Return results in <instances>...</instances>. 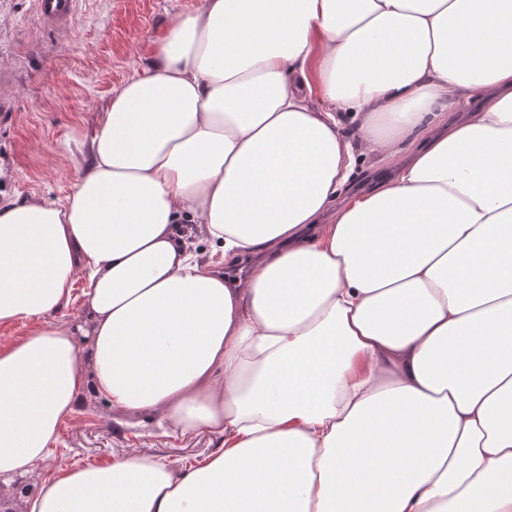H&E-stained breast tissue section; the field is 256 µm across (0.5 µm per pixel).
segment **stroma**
I'll use <instances>...</instances> for the list:
<instances>
[{"instance_id": "obj_1", "label": "stroma", "mask_w": 512, "mask_h": 512, "mask_svg": "<svg viewBox=\"0 0 512 512\" xmlns=\"http://www.w3.org/2000/svg\"><path fill=\"white\" fill-rule=\"evenodd\" d=\"M203 0H80L66 30L41 23L32 0H0V200L63 202L89 161L101 112L141 73L175 15ZM219 443L156 419H128L85 396L63 420L50 452L67 466L106 465L131 450L194 462Z\"/></svg>"}]
</instances>
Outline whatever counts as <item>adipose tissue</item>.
<instances>
[{"instance_id": "adipose-tissue-1", "label": "adipose tissue", "mask_w": 512, "mask_h": 512, "mask_svg": "<svg viewBox=\"0 0 512 512\" xmlns=\"http://www.w3.org/2000/svg\"><path fill=\"white\" fill-rule=\"evenodd\" d=\"M89 154L64 203L0 201L14 512H512V0H203ZM365 156L394 173L346 194ZM87 392L221 444L53 465ZM202 252V257L205 261L212 262L217 266L223 273L224 277H227L230 281L236 278L243 277L250 266L249 257L243 256L241 261L237 263H224V257L220 252L213 253L210 244L202 242L198 248ZM85 280L80 277L74 286L72 297L68 304L48 318V323L59 329H68L78 323L86 311L87 298Z\"/></svg>"}]
</instances>
